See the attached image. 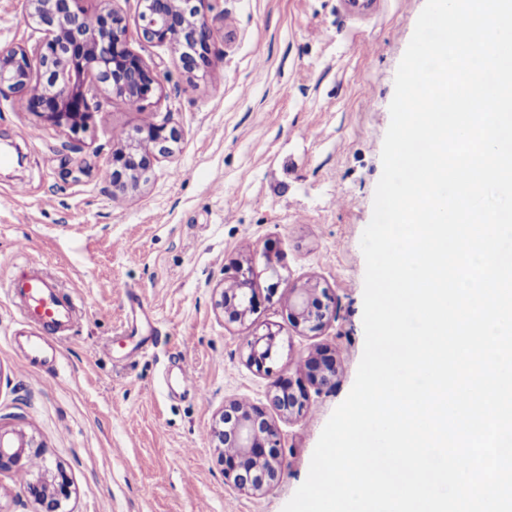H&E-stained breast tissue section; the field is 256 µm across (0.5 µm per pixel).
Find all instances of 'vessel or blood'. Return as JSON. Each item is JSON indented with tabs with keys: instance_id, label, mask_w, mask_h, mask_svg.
I'll list each match as a JSON object with an SVG mask.
<instances>
[{
	"instance_id": "obj_1",
	"label": "vessel or blood",
	"mask_w": 512,
	"mask_h": 512,
	"mask_svg": "<svg viewBox=\"0 0 512 512\" xmlns=\"http://www.w3.org/2000/svg\"><path fill=\"white\" fill-rule=\"evenodd\" d=\"M5 293L15 320L30 329L29 335L15 337L16 346L35 365L55 358L51 339L67 335L80 318L74 299L62 293L58 279L40 262L30 259L8 278Z\"/></svg>"
}]
</instances>
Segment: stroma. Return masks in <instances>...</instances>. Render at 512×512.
Returning <instances> with one entry per match:
<instances>
[{
    "instance_id": "obj_1",
    "label": "stroma",
    "mask_w": 512,
    "mask_h": 512,
    "mask_svg": "<svg viewBox=\"0 0 512 512\" xmlns=\"http://www.w3.org/2000/svg\"><path fill=\"white\" fill-rule=\"evenodd\" d=\"M425 0H207L211 66L140 41L160 93L137 110L103 93L76 135L0 98V280L19 248L44 263L81 314L30 364L9 337L0 294V437L34 440L74 485L65 512H282L319 436L349 394L364 347L362 233L373 214L394 78ZM43 34L23 0H0V47ZM181 133L141 188L113 196L120 136L162 120ZM260 300L241 324L219 306L236 264ZM313 288L336 310L295 326L288 292ZM277 334L269 372L247 363ZM335 349L336 380L303 414L278 419L284 470L263 495L224 478L209 431L226 402L263 405L279 376ZM275 338L276 334L269 330L265 334L248 341L247 361L251 366H255L258 371L269 372L270 368L266 364L271 358Z\"/></svg>"
}]
</instances>
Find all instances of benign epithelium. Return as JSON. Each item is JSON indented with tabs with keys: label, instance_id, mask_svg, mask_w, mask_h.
<instances>
[{
	"label": "benign epithelium",
	"instance_id": "7a95c632",
	"mask_svg": "<svg viewBox=\"0 0 512 512\" xmlns=\"http://www.w3.org/2000/svg\"><path fill=\"white\" fill-rule=\"evenodd\" d=\"M83 0H24L25 9L44 38L35 46L0 49V97L18 96L28 111L77 135L86 130L101 92L134 101L139 107L160 89L158 73L129 46L128 24L113 0L95 13V24L86 23ZM205 0H141L137 20L141 39L183 46L180 59L193 73L211 65V24L204 12ZM180 131L168 120L138 131L134 141L123 140L112 151V195L126 194L144 179L154 164L172 153ZM252 268L238 265L222 292L221 306L230 323H241L257 311L259 301L250 291ZM296 325L320 330L330 315V302L316 289H302L288 296ZM276 334L272 331L248 341L247 361L259 371L270 372ZM305 378L275 380L267 395L268 405L233 401L224 406L210 438L219 449L224 479L253 495L266 492L283 466L279 427L269 415L299 416L308 398L307 386L329 388L336 379V355L323 351L305 360ZM21 449L4 445L0 438V470L20 467ZM72 478L61 467L44 468L28 481L26 495L43 512V503L56 507L70 498Z\"/></svg>",
	"mask_w": 512,
	"mask_h": 512
}]
</instances>
